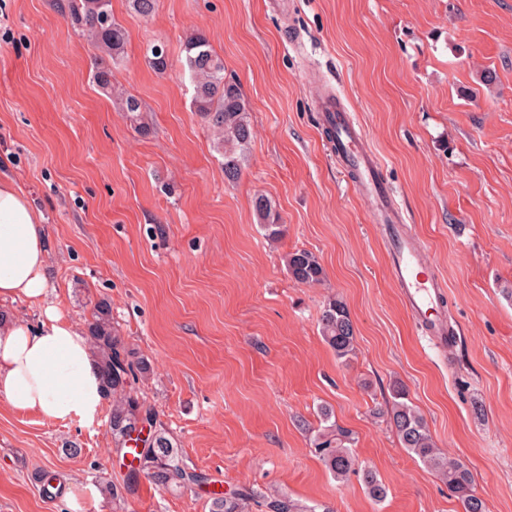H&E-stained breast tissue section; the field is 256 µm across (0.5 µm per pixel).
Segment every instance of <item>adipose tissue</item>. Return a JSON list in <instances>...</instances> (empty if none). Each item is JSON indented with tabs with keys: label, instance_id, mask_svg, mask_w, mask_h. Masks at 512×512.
<instances>
[{
	"label": "adipose tissue",
	"instance_id": "adipose-tissue-1",
	"mask_svg": "<svg viewBox=\"0 0 512 512\" xmlns=\"http://www.w3.org/2000/svg\"><path fill=\"white\" fill-rule=\"evenodd\" d=\"M42 307L34 323L0 324V400L47 419L93 421L108 395L87 336L49 295L48 253L26 191L0 179V305Z\"/></svg>",
	"mask_w": 512,
	"mask_h": 512
}]
</instances>
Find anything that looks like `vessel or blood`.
<instances>
[{"label":"vessel or blood","instance_id":"obj_1","mask_svg":"<svg viewBox=\"0 0 512 512\" xmlns=\"http://www.w3.org/2000/svg\"><path fill=\"white\" fill-rule=\"evenodd\" d=\"M319 110L324 127L331 132L329 144L333 155L343 170L355 175L358 195L375 204L379 223L389 227L390 271L403 290L409 311L427 322L441 347H448L453 333L438 319L442 290L437 280L420 275L421 255L403 229L405 221L400 206L368 148L363 132L346 118L335 95H325Z\"/></svg>","mask_w":512,"mask_h":512}]
</instances>
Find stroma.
<instances>
[{"label": "stroma", "mask_w": 512, "mask_h": 512, "mask_svg": "<svg viewBox=\"0 0 512 512\" xmlns=\"http://www.w3.org/2000/svg\"><path fill=\"white\" fill-rule=\"evenodd\" d=\"M112 15L128 42L107 95L96 47L51 0H0V175L42 218L63 318L82 327L111 302L153 368L139 397L210 485L168 491L144 476L112 498L103 486L122 484L127 462L107 413L49 420L0 402V512H209L214 491L247 493L243 512H266L273 494L332 512H461L384 416L397 383L489 512H512V0H157L147 19L112 0ZM195 33L249 109L233 183L182 71ZM151 42L166 47V73L145 57ZM324 86L363 129L442 282L449 352L412 318L382 227L337 167L316 107ZM127 95L149 134L122 112ZM260 195L278 239L261 227ZM297 249L319 258L323 282L289 276ZM332 297L355 328L346 362L320 335ZM324 407L353 431L383 501L316 457L309 430ZM47 469L66 487L53 501L35 479ZM256 211L263 221L262 227L267 232L268 238H278L283 232V225L279 223L278 214L272 209L271 203L260 196L256 199Z\"/></svg>", "instance_id": "obj_1"}]
</instances>
